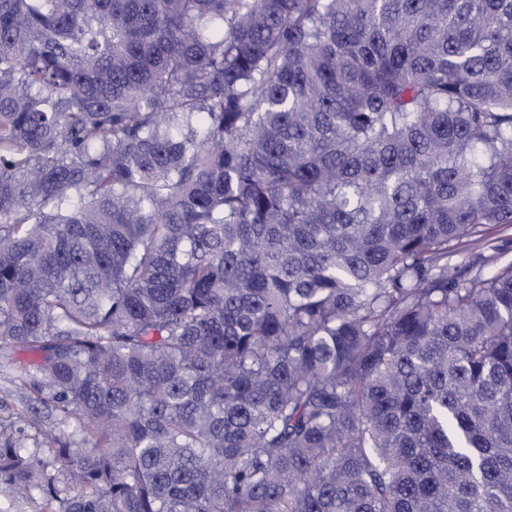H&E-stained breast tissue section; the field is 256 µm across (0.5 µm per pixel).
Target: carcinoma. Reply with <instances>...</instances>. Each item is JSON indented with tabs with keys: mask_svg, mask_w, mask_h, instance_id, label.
<instances>
[{
	"mask_svg": "<svg viewBox=\"0 0 512 512\" xmlns=\"http://www.w3.org/2000/svg\"><path fill=\"white\" fill-rule=\"evenodd\" d=\"M511 224L512 0H0V489L512 512ZM14 368L5 369L0 365V416H8L11 413H17L24 408L26 393L16 387L13 382L15 370L19 364L23 365L33 359V354L22 348H17L12 352Z\"/></svg>",
	"mask_w": 512,
	"mask_h": 512,
	"instance_id": "cac0c4a2",
	"label": "carcinoma"
}]
</instances>
